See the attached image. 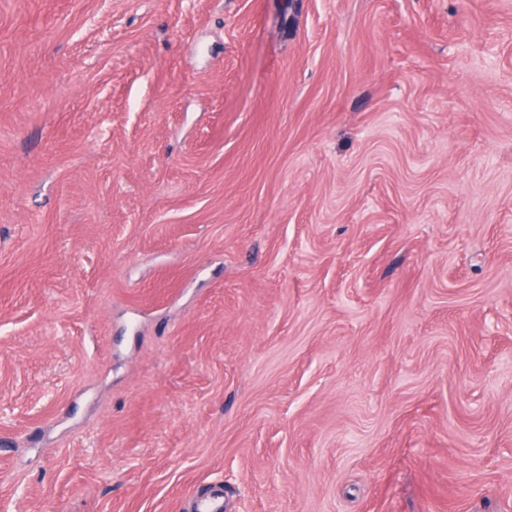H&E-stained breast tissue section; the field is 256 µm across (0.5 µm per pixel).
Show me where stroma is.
<instances>
[{"label": "stroma", "mask_w": 512, "mask_h": 512, "mask_svg": "<svg viewBox=\"0 0 512 512\" xmlns=\"http://www.w3.org/2000/svg\"><path fill=\"white\" fill-rule=\"evenodd\" d=\"M512 512V0H0V512Z\"/></svg>", "instance_id": "1"}]
</instances>
